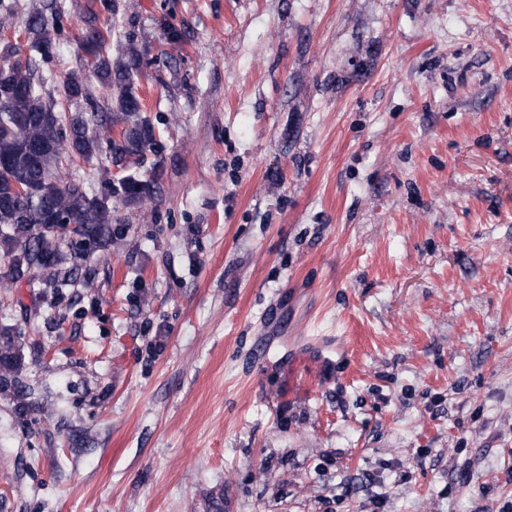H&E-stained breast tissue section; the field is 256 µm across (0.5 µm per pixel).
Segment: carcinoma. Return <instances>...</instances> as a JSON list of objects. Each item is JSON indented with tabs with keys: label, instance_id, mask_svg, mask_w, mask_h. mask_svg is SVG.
I'll use <instances>...</instances> for the list:
<instances>
[{
	"label": "carcinoma",
	"instance_id": "cac0c4a2",
	"mask_svg": "<svg viewBox=\"0 0 512 512\" xmlns=\"http://www.w3.org/2000/svg\"><path fill=\"white\" fill-rule=\"evenodd\" d=\"M115 12L114 0H100L84 10L77 50L87 58L91 75L69 74L58 97L45 92L40 64H49L63 34L65 10L52 0L21 12L17 0H0V24L18 25L31 55L0 66V262L6 275L30 271L27 282L55 293L81 280L90 281L79 248L88 240L102 251L112 244V200L125 206L147 205L160 190L156 173L160 132L142 104L140 80L148 77V45L128 38L112 45L104 13ZM167 55L180 49L183 34L161 24ZM108 111L99 110L98 101ZM83 102L88 112H68ZM130 159L132 172L123 195L112 197V161ZM98 169L104 193L92 191L84 166ZM24 347L11 325L0 326V395L15 403V412L29 409L26 385L19 378Z\"/></svg>",
	"mask_w": 512,
	"mask_h": 512
}]
</instances>
